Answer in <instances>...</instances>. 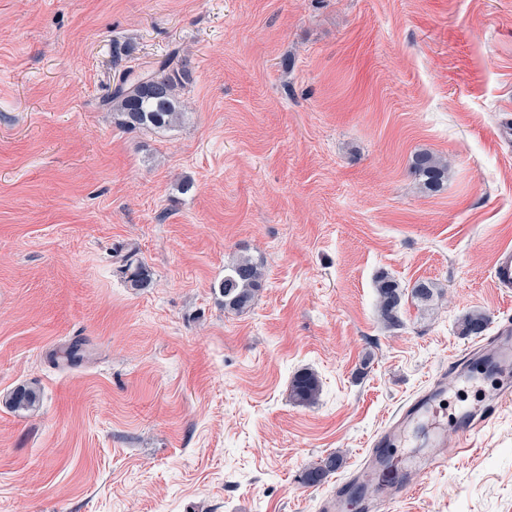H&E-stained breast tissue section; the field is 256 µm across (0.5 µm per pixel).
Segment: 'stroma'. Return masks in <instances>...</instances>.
<instances>
[{
	"label": "stroma",
	"mask_w": 512,
	"mask_h": 512,
	"mask_svg": "<svg viewBox=\"0 0 512 512\" xmlns=\"http://www.w3.org/2000/svg\"><path fill=\"white\" fill-rule=\"evenodd\" d=\"M116 40L129 67L189 58L171 127L102 107ZM510 122L512 0H0V512H319L306 467L350 478L483 344L466 315L512 323ZM419 151L448 164L437 190ZM240 255L264 283L231 313ZM22 385L29 412L5 404ZM410 444L446 463L407 472L397 512H512V405L468 451ZM493 282L500 290H512V248H502L493 271ZM134 253L130 252L126 257V264L123 272L125 283L128 288L141 291L150 288L152 285L151 271L142 262L133 259ZM263 286V273L258 262L242 257L224 266V279L218 284L224 296V309L242 312L249 308ZM376 290L381 317L386 323L399 326L398 312L404 295L399 283L391 277L381 276L377 280ZM292 392L294 397L300 402L311 401L318 392L316 377L309 372L298 373L292 381ZM343 458L336 454H330L319 463L309 466L302 476L306 486H319L327 481L330 475L342 467Z\"/></svg>",
	"instance_id": "stroma-1"
}]
</instances>
